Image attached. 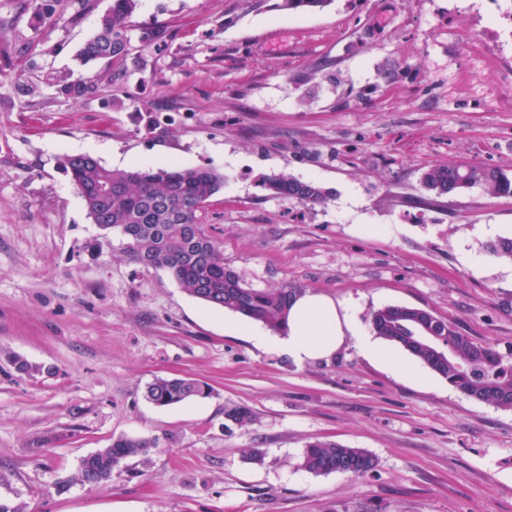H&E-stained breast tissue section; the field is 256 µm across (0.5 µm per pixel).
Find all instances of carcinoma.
<instances>
[{"label":"carcinoma","mask_w":512,"mask_h":512,"mask_svg":"<svg viewBox=\"0 0 512 512\" xmlns=\"http://www.w3.org/2000/svg\"><path fill=\"white\" fill-rule=\"evenodd\" d=\"M332 0H281V10H321ZM137 0H112L97 32L76 57L82 65L118 60L130 51L128 31ZM96 75L56 80L59 93L72 98L94 96ZM77 186L89 215L99 227L126 240V254L135 263L167 271L174 281L206 304L224 308L281 332L296 288L270 290L249 287L224 263V253L204 230L211 198L224 185V175L210 167L116 170L88 155H67L60 161ZM266 185L279 197L303 206L325 202V192L311 182L280 176ZM423 187L441 197L461 189L481 187L490 196H511L512 180L496 169L474 164H443L422 175ZM375 336L395 344L420 360L464 394L480 402L512 407V357L463 335L454 324L419 308L389 305L371 314ZM209 395L206 384L191 378H156L146 398L173 406ZM147 439L119 437L85 457L72 478L102 484L112 470L130 457L148 454ZM374 458L360 448L331 441H314L303 452L301 467L312 474L338 473L360 478L375 470Z\"/></svg>","instance_id":"cac0c4a2"}]
</instances>
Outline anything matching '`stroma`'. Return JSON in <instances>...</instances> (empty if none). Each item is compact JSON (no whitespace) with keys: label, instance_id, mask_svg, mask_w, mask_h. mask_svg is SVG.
<instances>
[{"label":"stroma","instance_id":"1","mask_svg":"<svg viewBox=\"0 0 512 512\" xmlns=\"http://www.w3.org/2000/svg\"><path fill=\"white\" fill-rule=\"evenodd\" d=\"M0 0V502L27 512H512V408L437 374L400 376L345 344L296 366L257 349L166 271L132 262L89 216L62 157L111 169L208 166L224 176L204 228L248 286L351 304L362 326L400 305L512 349V196L474 187L423 204L433 164L512 178V109L484 95L512 77L448 31V0H140L130 53L100 62L95 96L59 94L112 0ZM164 42L143 46L145 29ZM466 50L468 73L454 59ZM34 84V96L20 84ZM321 187L324 204L264 179ZM43 366L38 375L17 360ZM158 377L209 385L167 408ZM244 406L245 425L224 416ZM120 436L154 443L104 484L74 482ZM315 440L360 448L364 478L300 467ZM66 489H58V482ZM266 185L279 197L303 206H315L325 202V192L311 182L280 176L269 178Z\"/></svg>","mask_w":512,"mask_h":512}]
</instances>
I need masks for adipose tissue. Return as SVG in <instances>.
Returning a JSON list of instances; mask_svg holds the SVG:
<instances>
[{"instance_id":"1","label":"adipose tissue","mask_w":512,"mask_h":512,"mask_svg":"<svg viewBox=\"0 0 512 512\" xmlns=\"http://www.w3.org/2000/svg\"><path fill=\"white\" fill-rule=\"evenodd\" d=\"M250 338L256 347L286 355L299 366L331 359L349 342L370 358L393 368L402 366L394 350L363 330L349 304L307 290L293 298L283 333L255 330Z\"/></svg>"}]
</instances>
